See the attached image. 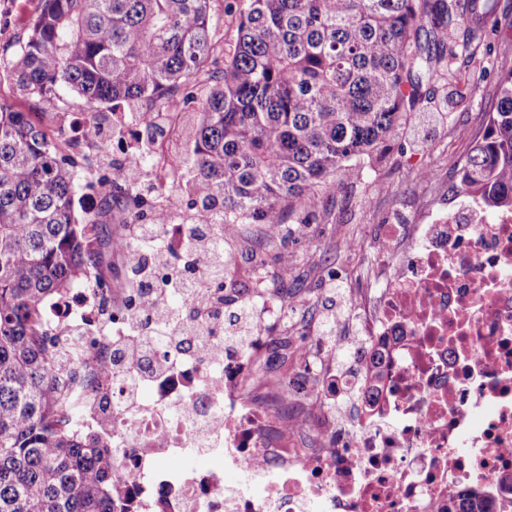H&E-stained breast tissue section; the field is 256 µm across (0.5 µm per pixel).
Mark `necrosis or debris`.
<instances>
[{
	"label": "necrosis or debris",
	"instance_id": "obj_1",
	"mask_svg": "<svg viewBox=\"0 0 512 512\" xmlns=\"http://www.w3.org/2000/svg\"><path fill=\"white\" fill-rule=\"evenodd\" d=\"M379 250L383 271L353 303L382 374L374 381L361 368L358 399L322 413L314 441H300L285 410L309 401L326 351L309 343L302 377L277 388L253 378L284 313L277 298L254 303L244 345L210 337L221 358L154 339L153 361L171 371L145 377L151 397L133 408L111 337L83 329L93 381L73 430L119 448L130 512H449L462 494L481 512H512V216L412 224L405 244L384 239ZM88 295L117 331L139 311L135 289L106 279L79 286L46 311L57 344L69 339L67 307ZM105 356L112 374L94 378ZM189 454L215 463L190 468ZM230 471L247 475L248 487L226 485Z\"/></svg>",
	"mask_w": 512,
	"mask_h": 512
}]
</instances>
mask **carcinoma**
I'll use <instances>...</instances> for the list:
<instances>
[{
	"label": "carcinoma",
	"mask_w": 512,
	"mask_h": 512,
	"mask_svg": "<svg viewBox=\"0 0 512 512\" xmlns=\"http://www.w3.org/2000/svg\"><path fill=\"white\" fill-rule=\"evenodd\" d=\"M498 0H234L236 36L224 45L210 0H43L12 71L35 105H69L93 126L104 112H136L140 127L181 103L182 170L175 200L215 224H264L277 235L356 161L381 156L414 126L427 88L453 82L457 48L475 58ZM73 142L32 113L0 104V512H115L112 449L67 423L77 390L61 383L81 360L59 366L47 347L45 310L103 274L112 228L103 211L75 207L77 172L125 199L132 215L166 224L169 200L147 196L127 168L105 175ZM452 224L512 214V69L496 111L466 156L452 164ZM234 300L212 313L229 331Z\"/></svg>",
	"instance_id": "carcinoma-1"
}]
</instances>
